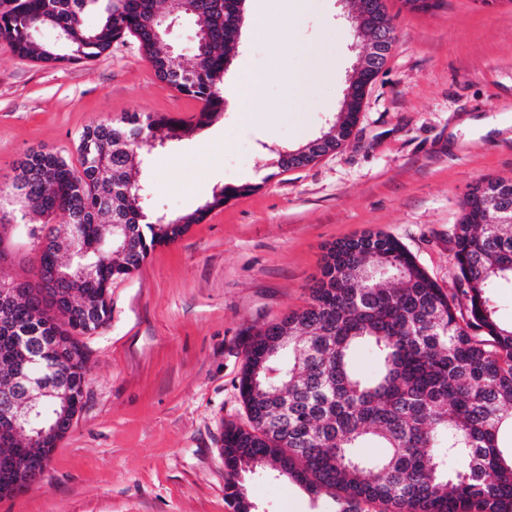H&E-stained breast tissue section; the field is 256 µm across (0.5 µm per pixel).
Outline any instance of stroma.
<instances>
[{"mask_svg": "<svg viewBox=\"0 0 512 512\" xmlns=\"http://www.w3.org/2000/svg\"><path fill=\"white\" fill-rule=\"evenodd\" d=\"M394 40L367 86L350 142L303 168L276 150L316 139L338 115L368 43L352 0H247L269 37L240 33L225 85L265 80L249 118L232 105L154 154L153 212L181 216L214 189L250 182L177 242L114 281L112 317L82 342L83 408L44 478L0 512H233L224 497V426L245 424L238 379L248 329L305 307L333 243L383 231L451 288V228L469 189L512 177V5L442 0L427 13L384 0ZM334 63L308 81L313 54ZM200 102L160 81L138 42L88 63L46 67L0 45V184L26 150L77 163L99 119L161 112L192 120ZM469 117L500 122L488 134ZM258 512H325L272 469L246 482Z\"/></svg>", "mask_w": 512, "mask_h": 512, "instance_id": "obj_1", "label": "stroma"}]
</instances>
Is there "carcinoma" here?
<instances>
[{
	"instance_id": "1",
	"label": "carcinoma",
	"mask_w": 512,
	"mask_h": 512,
	"mask_svg": "<svg viewBox=\"0 0 512 512\" xmlns=\"http://www.w3.org/2000/svg\"><path fill=\"white\" fill-rule=\"evenodd\" d=\"M0 10V44L54 67L95 60L131 36L156 77L203 103L191 124L162 113L133 112L94 122L76 140L80 168L49 151H30L10 185L22 202L0 210V261L8 229L38 247V283L0 303V405L22 399L29 381L49 392L14 431L0 422V456L24 450L31 470L51 456L81 409L87 353L80 337L105 327L112 283L140 268L158 245L180 239L231 198L253 186H223L195 211L149 216L142 168L155 132L179 141L224 114V72L235 44L236 0H191L194 49L174 63L156 34L161 0H10ZM101 9L89 28L85 14ZM51 29L60 44L37 35ZM358 113L329 124L318 140L335 148L337 132ZM278 150L282 170L304 167L317 153ZM490 195L466 196L453 225V287L445 289L393 236L378 231L329 247L308 304L246 332L239 393L247 425L224 427L225 497L256 512L244 475L267 466L328 512H512V449L498 436L512 426V323L498 301L512 292V222L487 224ZM36 213L41 224L27 217ZM62 212L68 222L54 225ZM362 347L375 362L361 375L351 363ZM375 441L384 453L354 452Z\"/></svg>"
}]
</instances>
